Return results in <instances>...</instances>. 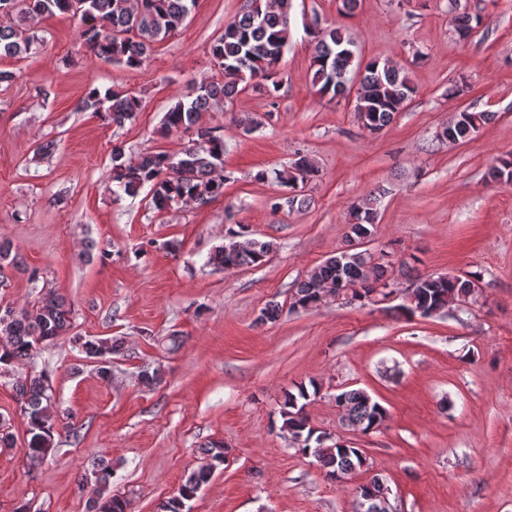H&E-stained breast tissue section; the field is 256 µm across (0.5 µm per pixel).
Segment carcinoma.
<instances>
[{
  "label": "carcinoma",
  "mask_w": 512,
  "mask_h": 512,
  "mask_svg": "<svg viewBox=\"0 0 512 512\" xmlns=\"http://www.w3.org/2000/svg\"><path fill=\"white\" fill-rule=\"evenodd\" d=\"M79 13L83 24L81 43L95 56L138 69L149 58L154 45L173 35L183 25L196 0H81ZM72 0H0V16L12 20L0 25V58H24L38 49L43 38L37 35L35 20L56 11L71 12ZM292 0H243L239 13L224 27L211 44L209 53L218 77L193 85L165 114L162 130L166 133L189 132L191 144L177 155L150 151L135 159H125L121 144L112 147V168L108 181L115 194L137 196L149 188L151 203L163 211L178 203H209L224 195V135L216 127L200 124L201 113L211 106L236 97L248 87L260 89L273 98L279 88L277 66L288 45ZM480 19L467 12L455 17L459 38H467ZM312 84L317 92L334 99L357 88V112L363 127L377 133L389 126L404 110L415 93L408 72L391 62L363 61L354 43L338 27L314 21ZM80 108L104 114L120 125L142 108V100L132 92L105 91L91 87ZM465 118L451 127L448 139H468L493 118L491 112L461 110ZM316 175L313 163L304 155L275 179L290 190ZM512 176V159L500 158L489 168L488 176L499 181ZM377 198H369L351 207L346 232L347 242H366L373 236L377 220ZM273 244L251 236L245 230L227 232V242L216 247L208 264L217 269L262 265ZM478 275H419L400 305L408 315H436L451 303H467L476 294ZM396 279L389 252L378 253L361 247L342 250L311 269L297 283L291 308L307 310L321 303L326 285L339 287L352 301L372 302L394 292ZM72 311L67 301L49 295L38 305L18 311L0 309V375L17 365L31 367L29 376L16 381L20 409L27 420V457L31 465H41L53 453L56 416L50 410V374L47 368L34 369V351L42 342H50L71 328ZM123 341L113 338H87L81 343L86 358L100 363L98 372L107 378L112 371V356L121 354ZM309 399L306 388L288 395L283 412L284 426L293 447L302 455L315 457L326 469L325 476L340 481L368 465L365 451L345 443L327 444L331 436L317 432L309 423L304 405ZM345 424L364 434L377 430L387 418L386 409L363 389H349L336 395ZM206 464L191 471L178 488L177 495L162 504V512H182V504L193 499L207 484L214 470L224 463V443L213 442L204 449ZM95 503L97 512H127L128 502L106 495L112 480V467L103 460L95 464Z\"/></svg>",
  "instance_id": "carcinoma-1"
}]
</instances>
